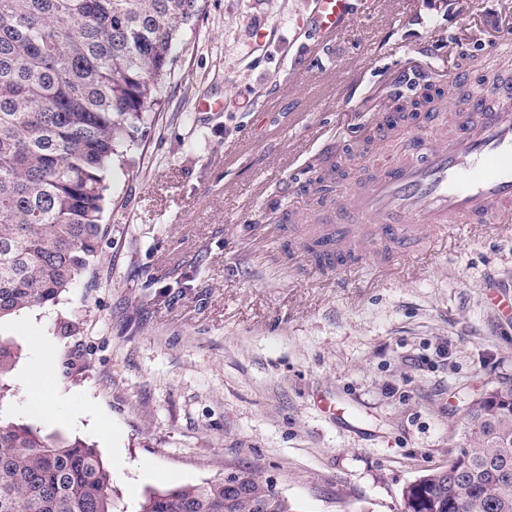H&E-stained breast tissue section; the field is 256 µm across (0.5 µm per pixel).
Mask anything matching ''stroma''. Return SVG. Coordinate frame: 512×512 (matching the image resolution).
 I'll use <instances>...</instances> for the list:
<instances>
[{
  "mask_svg": "<svg viewBox=\"0 0 512 512\" xmlns=\"http://www.w3.org/2000/svg\"><path fill=\"white\" fill-rule=\"evenodd\" d=\"M108 228L56 303L0 321L17 349L0 417L97 448L115 512L253 475L291 512H402L447 466L466 395L512 384V224L320 268L289 248L336 195L304 184L418 84L482 98L512 76V0H371L327 40L314 0H201ZM51 341L53 413L20 378Z\"/></svg>",
  "mask_w": 512,
  "mask_h": 512,
  "instance_id": "35a3bbf8",
  "label": "stroma"
}]
</instances>
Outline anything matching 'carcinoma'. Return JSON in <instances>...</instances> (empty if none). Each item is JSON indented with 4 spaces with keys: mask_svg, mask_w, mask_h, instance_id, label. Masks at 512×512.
Listing matches in <instances>:
<instances>
[{
    "mask_svg": "<svg viewBox=\"0 0 512 512\" xmlns=\"http://www.w3.org/2000/svg\"><path fill=\"white\" fill-rule=\"evenodd\" d=\"M199 12L200 0H0V320L58 301L90 268L112 164L135 146ZM443 96L427 83L396 101L388 130ZM373 134L312 179L317 192ZM16 359L0 336V383ZM238 479L232 512H253L268 483ZM226 495L222 480L154 491L138 512H224ZM402 499L404 512H512V385L466 399L460 450ZM0 512H113L112 477L96 448L0 418Z\"/></svg>",
    "mask_w": 512,
    "mask_h": 512,
    "instance_id": "carcinoma-1",
    "label": "carcinoma"
}]
</instances>
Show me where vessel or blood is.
<instances>
[{
	"label": "vessel or blood",
	"instance_id": "b4317fda",
	"mask_svg": "<svg viewBox=\"0 0 512 512\" xmlns=\"http://www.w3.org/2000/svg\"><path fill=\"white\" fill-rule=\"evenodd\" d=\"M353 2L315 0L312 20L337 38ZM414 150L411 161L385 160L348 199L325 209L307 236L343 252H369L382 240L406 250L454 224L512 223V85L501 105H473L448 141L418 138Z\"/></svg>",
	"mask_w": 512,
	"mask_h": 512
}]
</instances>
